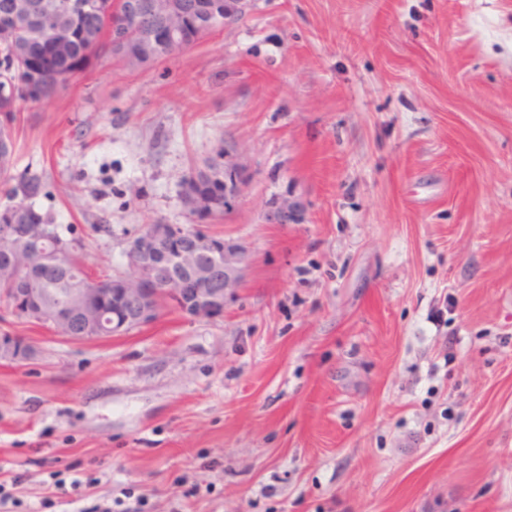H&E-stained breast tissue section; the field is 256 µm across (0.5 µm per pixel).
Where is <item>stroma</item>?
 Here are the masks:
<instances>
[{"instance_id":"35a3bbf8","label":"stroma","mask_w":512,"mask_h":512,"mask_svg":"<svg viewBox=\"0 0 512 512\" xmlns=\"http://www.w3.org/2000/svg\"><path fill=\"white\" fill-rule=\"evenodd\" d=\"M12 129L91 276L219 153L242 261L221 316L105 341L0 304L37 351L0 359V512H512V0H246Z\"/></svg>"}]
</instances>
